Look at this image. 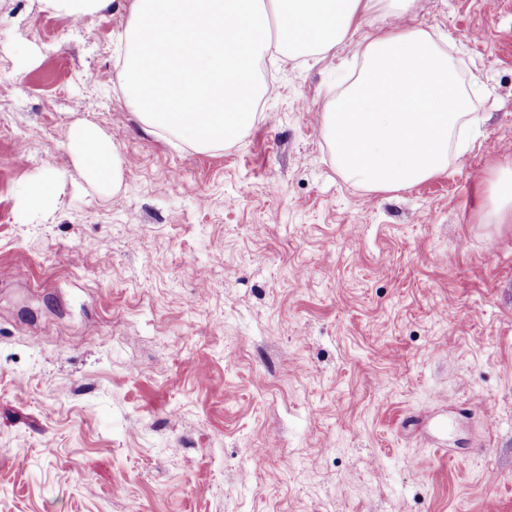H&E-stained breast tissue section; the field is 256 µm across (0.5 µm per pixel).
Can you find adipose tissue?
<instances>
[{
  "label": "adipose tissue",
  "instance_id": "1",
  "mask_svg": "<svg viewBox=\"0 0 512 512\" xmlns=\"http://www.w3.org/2000/svg\"><path fill=\"white\" fill-rule=\"evenodd\" d=\"M413 0H133L122 92L151 133L197 151L234 141L256 121L265 55L315 59L347 38L359 14L394 19ZM472 112L455 60L423 30L392 29L361 49V67L322 116L321 133L348 180L399 189L448 165ZM69 150L87 176L120 182L119 153L81 123Z\"/></svg>",
  "mask_w": 512,
  "mask_h": 512
}]
</instances>
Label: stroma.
Listing matches in <instances>:
<instances>
[{
    "label": "stroma",
    "mask_w": 512,
    "mask_h": 512,
    "mask_svg": "<svg viewBox=\"0 0 512 512\" xmlns=\"http://www.w3.org/2000/svg\"><path fill=\"white\" fill-rule=\"evenodd\" d=\"M131 2L0 0V512H512V223L488 216L512 0L399 18L457 61L478 128L378 191L320 125L387 18L315 64L265 57L260 120L197 152L119 90ZM85 122L119 186L74 165ZM49 172L56 210L22 214ZM45 8L56 15L74 19L101 14L112 4V0H41ZM69 150L76 164L99 183L112 180L116 186L122 177L119 153L112 141L96 126L81 123L71 129Z\"/></svg>",
    "instance_id": "1"
}]
</instances>
